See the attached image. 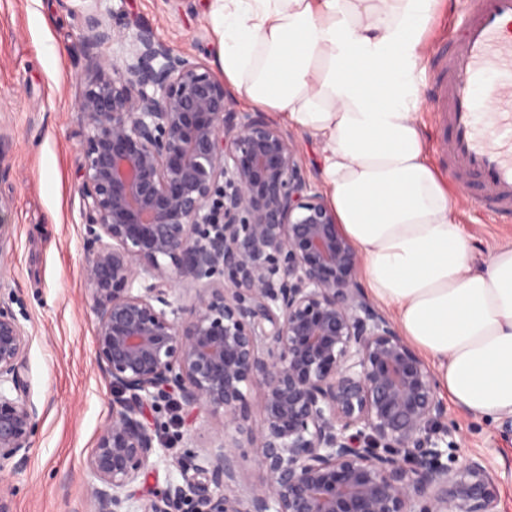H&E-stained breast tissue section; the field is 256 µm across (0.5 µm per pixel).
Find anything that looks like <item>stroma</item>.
I'll return each mask as SVG.
<instances>
[{
    "label": "stroma",
    "mask_w": 512,
    "mask_h": 512,
    "mask_svg": "<svg viewBox=\"0 0 512 512\" xmlns=\"http://www.w3.org/2000/svg\"><path fill=\"white\" fill-rule=\"evenodd\" d=\"M127 31L154 29L177 52L217 69L211 0H108ZM473 0H440L415 75L428 159L452 189L454 213L476 263L512 244V219L493 217L463 192L441 155L431 80L434 53L455 14ZM72 0H0V193L13 199V238L0 253V301L30 335L27 380L38 415L26 467L7 471L0 495L12 512H94L87 459L112 408V384L93 347L95 316L83 268L87 229L80 171L84 128L77 102L96 65L83 47ZM458 462L487 459L499 477V512H512V429L448 407ZM164 445L137 485L147 499L182 481L176 465L223 425L218 415L146 404Z\"/></svg>",
    "instance_id": "obj_1"
}]
</instances>
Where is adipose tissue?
Wrapping results in <instances>:
<instances>
[{
	"mask_svg": "<svg viewBox=\"0 0 512 512\" xmlns=\"http://www.w3.org/2000/svg\"><path fill=\"white\" fill-rule=\"evenodd\" d=\"M224 83L321 145L361 276L467 414L512 418V245L474 268L414 80L438 0H214Z\"/></svg>",
	"mask_w": 512,
	"mask_h": 512,
	"instance_id": "1",
	"label": "adipose tissue"
}]
</instances>
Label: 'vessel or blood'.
Returning a JSON list of instances; mask_svg holds the SVG:
<instances>
[{
	"label": "vessel or blood",
	"mask_w": 512,
	"mask_h": 512,
	"mask_svg": "<svg viewBox=\"0 0 512 512\" xmlns=\"http://www.w3.org/2000/svg\"><path fill=\"white\" fill-rule=\"evenodd\" d=\"M492 85L499 110L483 117L476 90ZM448 164L461 185L477 178L478 206L512 215V0H476L436 58Z\"/></svg>",
	"instance_id": "obj_1"
}]
</instances>
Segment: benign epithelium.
Returning a JSON list of instances; mask_svg holds the SVG:
<instances>
[{"label":"benign epithelium","mask_w":512,"mask_h":512,"mask_svg":"<svg viewBox=\"0 0 512 512\" xmlns=\"http://www.w3.org/2000/svg\"><path fill=\"white\" fill-rule=\"evenodd\" d=\"M97 2L73 8L83 43L100 49L78 101L83 279L113 391L87 461L94 512H124L159 443L144 405L174 393L222 414L224 431L141 512H497L494 470L456 465L430 367L364 294L361 258L293 140L237 111L204 64L149 27L126 34ZM12 210L0 196V253ZM28 346L0 304L1 473L32 447ZM243 437L261 449L258 488L239 479Z\"/></svg>","instance_id":"benign-epithelium-1"}]
</instances>
